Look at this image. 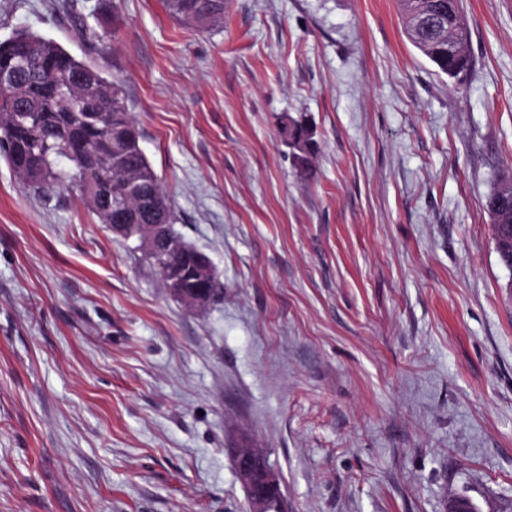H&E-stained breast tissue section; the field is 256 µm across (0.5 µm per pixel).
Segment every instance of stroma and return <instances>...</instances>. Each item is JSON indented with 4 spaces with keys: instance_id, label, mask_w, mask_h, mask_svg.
<instances>
[{
    "instance_id": "35a3bbf8",
    "label": "stroma",
    "mask_w": 512,
    "mask_h": 512,
    "mask_svg": "<svg viewBox=\"0 0 512 512\" xmlns=\"http://www.w3.org/2000/svg\"><path fill=\"white\" fill-rule=\"evenodd\" d=\"M458 90L396 0H0L123 79L176 231L224 293L189 310L77 198L0 157V512H248L265 449L291 512H512V0H461ZM306 123L302 172L280 135ZM170 16L199 30L224 22L228 0H163ZM289 135L298 142L297 150L300 155V161L305 171L310 170L311 157L314 153L315 143L313 141L312 133L302 125L290 124L288 127ZM512 180V174L511 171L506 173H503L500 178L498 179L497 185L490 191V193L486 196L485 199V210L493 224L494 227V236L496 240V246H497V252L499 255V259L501 263L508 267L509 257L507 254H503L501 251V245H502V237H501V222L511 224L512 225V199L511 196L504 195L505 203L502 205L497 206L495 203V200L497 199V195L500 192L502 186L507 181ZM512 254H510V260H511V268L512 269ZM237 474L247 493L250 512H266L272 498H276L282 512H288V501L274 470L267 463L262 448H236L233 451ZM264 462V465H258Z\"/></svg>"
}]
</instances>
